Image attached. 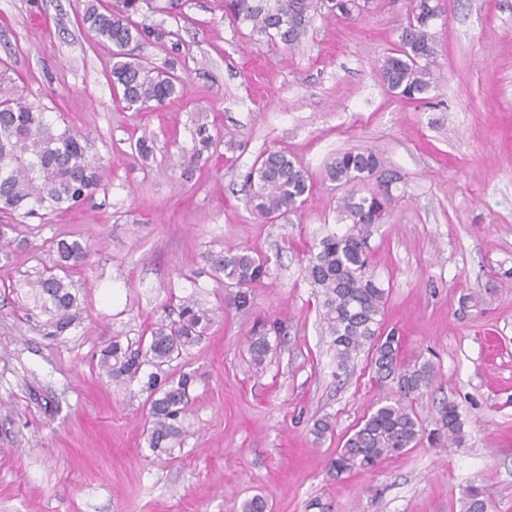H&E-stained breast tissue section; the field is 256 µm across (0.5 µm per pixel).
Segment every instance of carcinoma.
I'll return each mask as SVG.
<instances>
[{
  "instance_id": "obj_1",
  "label": "carcinoma",
  "mask_w": 512,
  "mask_h": 512,
  "mask_svg": "<svg viewBox=\"0 0 512 512\" xmlns=\"http://www.w3.org/2000/svg\"><path fill=\"white\" fill-rule=\"evenodd\" d=\"M179 0H90L82 24L96 38L112 45L116 59L111 70L114 92L129 106L161 105L185 93L182 79L170 72L155 71L129 59V48L140 47L150 36L164 33L134 20L148 12H167ZM373 0H224V14L232 22L248 24L252 31L278 40L290 49L298 47L314 17L324 10L331 18L349 19L372 8ZM440 13L439 0H412L411 14L400 35V48L380 65L388 89L407 100H417L433 83L431 59L435 54L432 22ZM383 161L370 149L340 153L327 169V177L341 185H355L382 172ZM102 165L91 154L87 137L62 128L47 119L45 108L26 102L15 89L0 85V213L43 218L72 209L91 197L100 185ZM252 190L253 214L261 223H272L296 211L309 192L308 177L288 156L271 151L258 157L246 175ZM378 193L357 197L350 194L338 206V221L347 225L342 233L323 237L307 259L306 277L321 290L322 316L339 368L344 369L363 348H368L372 378L379 387L396 385L401 398L378 400L350 435L331 462L336 474L368 473L384 459L413 447L422 428L404 400L429 388L435 378L432 362L413 365L400 361L401 340L395 331L382 330L387 292L369 269L366 229L382 223L393 202L389 184ZM57 266L75 265L87 255L78 240L56 243ZM215 275L237 288L233 303L248 302L244 288L267 271L257 253L227 248L209 254ZM29 287L52 314L53 325L63 331L79 310V298L70 285L53 271H43ZM214 323V312L192 297L179 304L178 317L156 322L147 341L137 348L112 341L100 358V369L112 381L131 383L148 373L145 389L151 424L149 446L154 452L170 453L184 435L182 419L191 377L175 378L163 366L197 345ZM268 330L250 337L254 360L262 362L269 351ZM429 437L439 444L460 445L463 422L452 401L437 409L435 428ZM491 502L485 491L469 486L463 491L464 512H488Z\"/></svg>"
}]
</instances>
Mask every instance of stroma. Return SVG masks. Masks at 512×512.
<instances>
[{"label": "stroma", "instance_id": "35a3bbf8", "mask_svg": "<svg viewBox=\"0 0 512 512\" xmlns=\"http://www.w3.org/2000/svg\"><path fill=\"white\" fill-rule=\"evenodd\" d=\"M85 0H0V78L28 102L87 136L104 170L77 208L15 217L0 258V512H241L262 495L268 512H463V491L512 512V0H440L434 83L420 100L384 85L409 0H376L354 19L315 17L297 50L232 24L223 0H183L180 13L142 21L163 37L142 59L174 69L184 96L136 111L112 89V48L81 23ZM213 145L194 158L196 130ZM147 139L149 158L134 145ZM370 148L399 176V200L370 227L371 270L389 294L384 329L400 358L431 361L436 378L413 409L433 429L453 401L464 443L421 437L371 473L330 470L345 439L380 398L369 359L336 367L306 279L314 245L342 231L337 205L369 180L328 179L336 154ZM267 150L288 155L311 189L275 223L250 212L245 180ZM89 248L62 275L80 294L63 333L27 283L55 265L56 243ZM250 248L268 273L252 303H228L207 263ZM484 298L461 311L460 298ZM222 313L207 336L171 362L191 374L183 446L149 447L148 393L99 368L112 340L138 344L176 317L183 297ZM277 323L262 362L253 328ZM332 429L315 437L316 420Z\"/></svg>", "mask_w": 512, "mask_h": 512}]
</instances>
